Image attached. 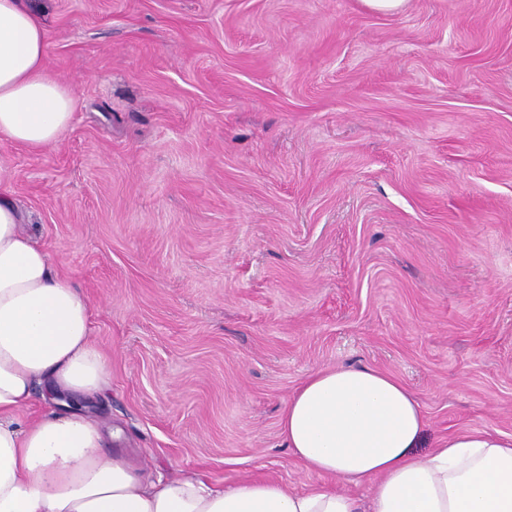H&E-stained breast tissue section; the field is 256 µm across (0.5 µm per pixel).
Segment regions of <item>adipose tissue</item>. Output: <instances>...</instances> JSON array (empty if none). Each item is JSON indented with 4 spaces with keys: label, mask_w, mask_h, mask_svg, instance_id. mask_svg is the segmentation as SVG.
<instances>
[{
    "label": "adipose tissue",
    "mask_w": 512,
    "mask_h": 512,
    "mask_svg": "<svg viewBox=\"0 0 512 512\" xmlns=\"http://www.w3.org/2000/svg\"><path fill=\"white\" fill-rule=\"evenodd\" d=\"M47 48L31 0H0V140L46 149L70 129L76 98L49 75ZM90 318L0 182V512H512V438L470 430L422 450L420 404L367 366L315 370L281 417L310 472L370 481L367 500L265 478L225 488L106 454L105 428L84 407L111 379ZM37 398L45 411L27 417Z\"/></svg>",
    "instance_id": "1"
}]
</instances>
